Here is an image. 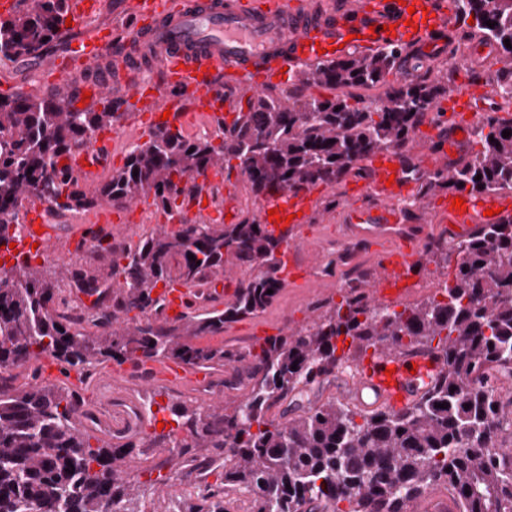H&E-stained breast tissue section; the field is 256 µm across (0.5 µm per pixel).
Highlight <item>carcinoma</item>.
<instances>
[{"label":"carcinoma","instance_id":"cac0c4a2","mask_svg":"<svg viewBox=\"0 0 512 512\" xmlns=\"http://www.w3.org/2000/svg\"><path fill=\"white\" fill-rule=\"evenodd\" d=\"M456 2V13L473 18L472 29L502 50L495 86L512 98V47L504 43L512 41V0ZM66 16L67 0H18L16 13L0 18V58L49 55ZM398 56L390 48L303 70L296 75L301 87L344 93L281 99L261 92L212 136L153 130L91 190L59 161L118 118L112 99L100 98L101 109L91 110L71 105L79 95L72 88L38 98L0 96V245L19 236V215L30 201L48 203L57 217L104 203L122 207L148 194L170 220L177 199L217 165L238 168L257 199L333 188L356 173L354 163L406 145L448 96V85L436 80L389 84L376 109L349 93L383 82ZM505 130L511 135L502 136ZM473 142L471 159L421 181L418 198L443 187L471 194L512 188V114L488 113ZM93 240L111 257L110 281L70 265L54 279L27 261L0 269V375L45 354L62 371L87 375L109 359L239 364L244 378L224 383V405L176 404L171 412L182 435L148 440L171 467L224 456L223 485L198 492L194 502L178 501L170 512H232L238 496L246 512H417L415 504L439 487L455 512H512V448L491 452L512 439V387L500 386V378L512 377V220L487 224L456 244L441 233L425 245L418 269L433 263L448 270L438 298L398 311L360 283L308 324L246 352L196 339L273 303L284 288L285 237L245 215L235 224L182 218L176 231L157 224L120 249L106 235ZM228 266L254 274L239 281L223 309L178 322L159 315V285L178 279L203 288ZM74 288L105 301L107 325L87 331L74 320ZM370 349L435 355L442 369L402 411H356L336 398H310L313 385ZM286 399L293 416L273 415ZM81 405L75 389L43 383L37 368L22 386H0V512H31L35 504L47 512H105L111 501L123 512H141L134 504L145 489L129 478L137 444L91 443L77 418Z\"/></svg>","mask_w":512,"mask_h":512}]
</instances>
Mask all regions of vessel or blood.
Returning <instances> with one entry per match:
<instances>
[{"mask_svg": "<svg viewBox=\"0 0 512 512\" xmlns=\"http://www.w3.org/2000/svg\"><path fill=\"white\" fill-rule=\"evenodd\" d=\"M124 11L131 24L126 29L101 26L74 38L70 48L83 68L99 70V79L88 87L98 97L110 88L120 91L116 99L119 117L111 126L97 130L92 142L66 155L65 166L86 188L96 186L112 164L118 138L138 126L185 129L198 122L219 124L224 106L241 87L265 90L270 78L299 69L316 68L350 55L368 58L387 47L417 50L438 70L442 55L438 35L451 29L453 0H125ZM150 79H143V72ZM460 120L438 123L439 138L449 149L460 151L465 133L486 110L470 87H462L453 100ZM405 157L390 149L360 161L368 175L362 191L367 204L347 206L340 223L350 225L361 236L385 240L378 259L374 294L394 297L412 283L415 252L405 250L396 228L401 221L400 200L413 198L414 182L404 174ZM222 168L201 179L189 205L192 218L213 224L224 221L235 196L217 197L214 184L222 182ZM465 206L453 208L456 197ZM317 200L312 192L274 191L258 203L259 218L273 235H286L284 261L290 268L306 263L305 242L308 216ZM279 210L286 226L274 225L269 212ZM512 219V194H460L449 190L430 220L457 235L473 232L477 225ZM86 226L51 224L44 208H26L14 257L23 261L33 254L42 260H65L56 243L68 238L74 245L85 243ZM162 311L181 320L196 313L194 290L179 280L161 287ZM442 363L429 355L409 356L380 351L361 367L364 388L375 392L394 411L408 406L420 382L437 375ZM154 379L166 386L208 383V368L170 359L152 364Z\"/></svg>", "mask_w": 512, "mask_h": 512, "instance_id": "vessel-or-blood-1", "label": "vessel or blood"}]
</instances>
